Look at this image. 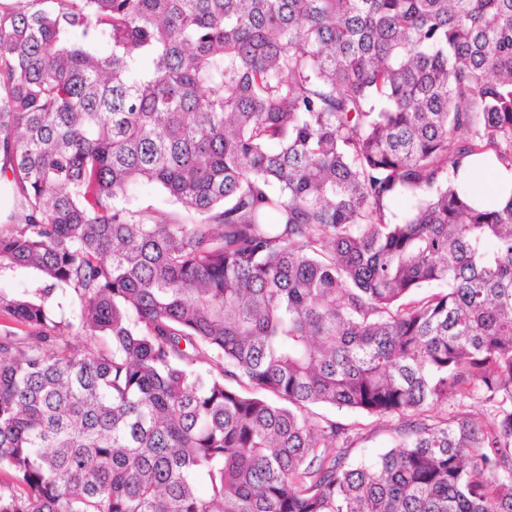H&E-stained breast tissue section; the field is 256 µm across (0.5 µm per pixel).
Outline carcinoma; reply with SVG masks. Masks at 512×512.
<instances>
[{
    "label": "carcinoma",
    "instance_id": "obj_1",
    "mask_svg": "<svg viewBox=\"0 0 512 512\" xmlns=\"http://www.w3.org/2000/svg\"><path fill=\"white\" fill-rule=\"evenodd\" d=\"M0 156V512H512V0H0ZM487 169L492 170L491 172L494 176L493 184L490 172ZM511 181L512 173L506 172L503 169H495L491 166H486L485 170H476L472 173L469 181V187L472 190L481 187L477 192L481 193L484 198L490 199L499 192L501 186L508 183L511 185ZM490 186L491 188H488ZM130 203L139 208L150 205L155 208L163 209L166 211L169 218L179 217L182 213V210L179 209L177 205L165 201L164 198L159 195L157 189L151 187H144L139 192L133 194L130 197ZM459 410L469 412L475 418H483L486 416V406L479 396L465 400L461 406L458 405L456 399H448L447 405L439 406L435 411L439 412L441 416L448 415L449 417ZM313 410L355 429L353 433L355 441L349 456L351 463L373 462L379 454L394 446L393 427L397 425L396 420H378L376 417L334 409L313 408Z\"/></svg>",
    "mask_w": 512,
    "mask_h": 512
}]
</instances>
